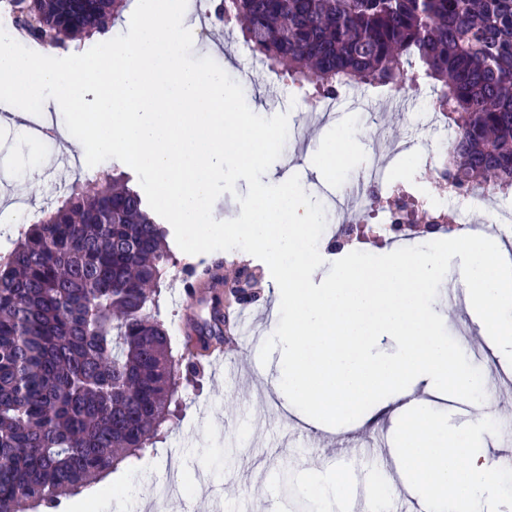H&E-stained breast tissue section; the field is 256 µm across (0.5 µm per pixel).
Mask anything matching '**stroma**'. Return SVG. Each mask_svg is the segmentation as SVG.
Here are the masks:
<instances>
[{"instance_id":"obj_1","label":"stroma","mask_w":512,"mask_h":512,"mask_svg":"<svg viewBox=\"0 0 512 512\" xmlns=\"http://www.w3.org/2000/svg\"><path fill=\"white\" fill-rule=\"evenodd\" d=\"M183 24L191 32L208 28L205 40L194 41V57L212 58L225 72L236 74L248 107L270 117L288 113L291 133L281 156L275 161V179L299 176L306 193L319 201L327 218H335L346 203L345 184L362 175L372 161L378 136L406 146L407 155L417 163L407 168L401 155L387 158L389 185L414 189L428 203L439 192L432 179L430 148L440 147L437 133L428 127L433 89L417 72L409 70L402 86L383 92L357 87L354 95H343L331 111L311 114L302 102V90L273 72L252 69L248 50L239 29L224 28L206 21L194 4H187ZM377 114L379 126H372L369 114ZM343 132L358 139V158L344 172L343 180H323L315 171L324 141ZM58 150L54 143L16 135L12 149L17 175L38 168L39 189L26 192L0 183V207L15 202L38 212L57 199L62 182L52 172L49 160ZM172 259L162 280L157 315L169 329L173 353L182 354L188 336L211 319V309L223 300V286L201 289L197 302L188 304L180 295L191 272L220 263L223 252L189 255L172 247ZM445 328L460 345L469 361L483 372L493 390L486 412L501 433L512 435V364L495 344L475 349L470 338L477 333L465 308L450 311ZM240 351L233 361L235 375L225 376L208 369L197 373L182 392L183 404L166 423L164 437L140 457L121 463L81 494L61 500L59 512H80L81 502L104 493L121 503L123 512H151L152 491L165 483L173 469H181L184 482L201 483L202 488L169 497L161 512H301L308 501L307 482L315 473L336 474L334 512H356L351 491L371 487L375 472H383L393 494L386 512H401L415 497L393 456L370 457L361 447L369 439L367 430L348 427L340 435L309 425L297 408L284 407L274 395L270 382L275 361L261 363L260 344L246 337L238 339ZM289 471L291 491H283L281 471Z\"/></svg>"}]
</instances>
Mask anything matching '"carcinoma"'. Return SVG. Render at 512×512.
<instances>
[{
	"mask_svg": "<svg viewBox=\"0 0 512 512\" xmlns=\"http://www.w3.org/2000/svg\"><path fill=\"white\" fill-rule=\"evenodd\" d=\"M130 2L18 0L16 26L67 49L109 31ZM214 16L240 26L269 71L325 98L342 82L394 87L418 63L454 132L452 185L512 190V0H215ZM97 182L75 180L0 257V512L55 509L137 455L194 372L154 313L166 227L126 175L105 169ZM401 198L381 207L392 223L339 224L329 248L458 229L446 215L415 217ZM229 266L224 310L199 337L224 324L226 353L237 347L234 306L263 299L254 269Z\"/></svg>",
	"mask_w": 512,
	"mask_h": 512,
	"instance_id": "carcinoma-1",
	"label": "carcinoma"
}]
</instances>
